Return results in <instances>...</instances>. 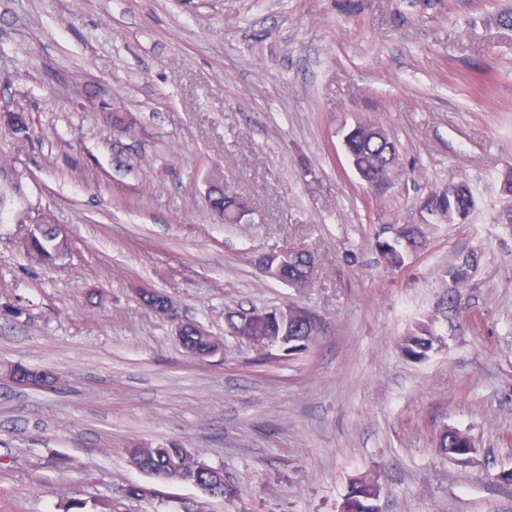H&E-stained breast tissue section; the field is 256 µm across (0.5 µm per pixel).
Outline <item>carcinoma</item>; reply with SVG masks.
<instances>
[{
  "label": "carcinoma",
  "instance_id": "carcinoma-1",
  "mask_svg": "<svg viewBox=\"0 0 512 512\" xmlns=\"http://www.w3.org/2000/svg\"><path fill=\"white\" fill-rule=\"evenodd\" d=\"M343 145L350 165L362 181L371 186H380L387 181L395 162L396 149L385 129L372 121L358 122L343 135ZM477 200L468 183L459 181L448 184L443 191L431 194L425 207L450 224L465 222L475 210ZM211 209L224 218L226 224H239L252 214L249 202L222 185L210 191ZM426 245V233L419 224H402L396 228L392 238L377 241L386 267L400 269L408 254ZM67 239L57 229L44 223L33 231L27 254L36 261L47 263L67 253ZM271 264L280 269L278 281L292 288H307L311 285L308 266L314 264L312 255L298 246H284L267 252ZM288 308V335L282 351L292 355L307 350L315 341L319 331L315 314L295 304ZM225 324L236 332V338L256 348L266 344L269 336L278 334L280 326L277 312L269 307H238L224 314ZM433 346V332L427 327L407 336L402 343L403 352L410 358L421 360ZM182 348L194 358L205 359L214 352L224 351V341L209 334L199 335L192 325H187L182 337ZM16 384L39 389H51L57 378L53 374L16 365L9 373ZM439 452L452 458H463L473 452L467 436L457 430H444L438 442ZM132 465L147 474L158 473L166 481L192 484L202 492L215 485L224 484V472L198 460L185 446L169 443L160 446L136 445L128 450ZM377 481L368 478L355 480L349 489L344 505L347 512H377L375 501L379 498Z\"/></svg>",
  "mask_w": 512,
  "mask_h": 512
}]
</instances>
